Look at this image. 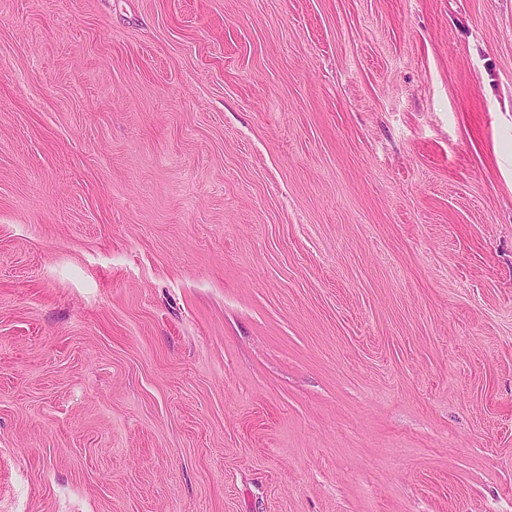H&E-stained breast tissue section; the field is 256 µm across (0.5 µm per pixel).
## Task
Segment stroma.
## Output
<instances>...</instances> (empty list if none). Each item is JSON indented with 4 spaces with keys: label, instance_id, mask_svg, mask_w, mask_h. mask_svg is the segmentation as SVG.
I'll use <instances>...</instances> for the list:
<instances>
[{
    "label": "stroma",
    "instance_id": "35a3bbf8",
    "mask_svg": "<svg viewBox=\"0 0 512 512\" xmlns=\"http://www.w3.org/2000/svg\"><path fill=\"white\" fill-rule=\"evenodd\" d=\"M0 512H512V0H0Z\"/></svg>",
    "mask_w": 512,
    "mask_h": 512
}]
</instances>
